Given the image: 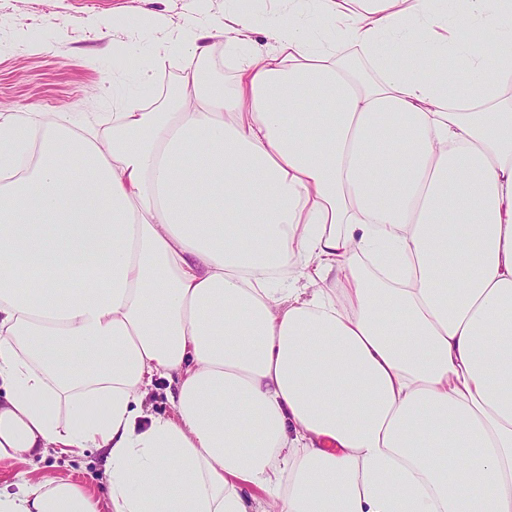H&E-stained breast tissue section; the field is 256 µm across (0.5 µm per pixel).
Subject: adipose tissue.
<instances>
[{"label":"adipose tissue","instance_id":"ef3b65f1","mask_svg":"<svg viewBox=\"0 0 512 512\" xmlns=\"http://www.w3.org/2000/svg\"><path fill=\"white\" fill-rule=\"evenodd\" d=\"M213 33L230 81L186 24L109 132L0 114V463L106 457L0 512H512V0ZM207 41L211 44V72L209 69H205L203 79L206 83L210 82L212 73L214 79L222 80L224 78L227 81L230 78L231 71L224 55V39L219 37ZM36 469L31 476H53L70 478L89 490L99 493L100 479L105 469L103 452H87L82 458L59 457L52 451L34 459Z\"/></svg>","mask_w":512,"mask_h":512}]
</instances>
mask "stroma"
Wrapping results in <instances>:
<instances>
[{
    "mask_svg": "<svg viewBox=\"0 0 512 512\" xmlns=\"http://www.w3.org/2000/svg\"><path fill=\"white\" fill-rule=\"evenodd\" d=\"M225 0H0V113L66 112L100 118L120 92L151 96L173 82L162 72L139 87L144 61L186 18L200 27L223 17ZM35 473L98 491L105 455L37 456Z\"/></svg>",
    "mask_w": 512,
    "mask_h": 512,
    "instance_id": "obj_1",
    "label": "stroma"
}]
</instances>
